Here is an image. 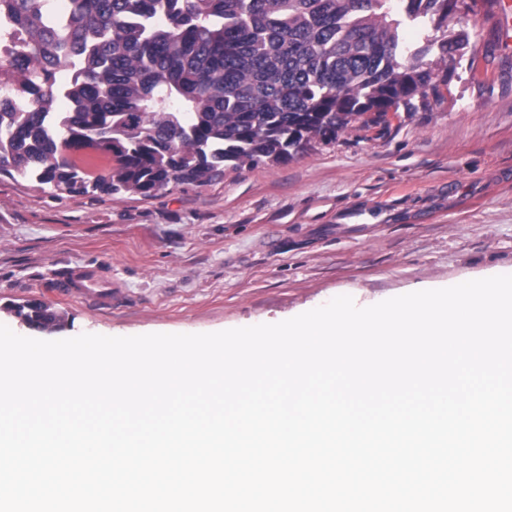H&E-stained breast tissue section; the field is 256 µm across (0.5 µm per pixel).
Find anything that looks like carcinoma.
<instances>
[{
    "mask_svg": "<svg viewBox=\"0 0 512 512\" xmlns=\"http://www.w3.org/2000/svg\"><path fill=\"white\" fill-rule=\"evenodd\" d=\"M457 2L0 0V175L150 198L286 164L366 115L440 97L438 70L469 44L448 29ZM81 154L112 165L92 173ZM24 316L58 325L30 305Z\"/></svg>",
    "mask_w": 512,
    "mask_h": 512,
    "instance_id": "cac0c4a2",
    "label": "carcinoma"
}]
</instances>
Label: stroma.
I'll return each mask as SVG.
<instances>
[{
  "label": "stroma",
  "mask_w": 512,
  "mask_h": 512,
  "mask_svg": "<svg viewBox=\"0 0 512 512\" xmlns=\"http://www.w3.org/2000/svg\"><path fill=\"white\" fill-rule=\"evenodd\" d=\"M448 67L442 101L355 123L283 165L154 197L53 195L0 177V324L41 340L212 333L278 323L339 294L370 306L512 266V41L488 14ZM354 210L358 221L337 223ZM77 267L115 306L59 296ZM47 304L60 326L15 313Z\"/></svg>",
  "instance_id": "obj_1"
}]
</instances>
